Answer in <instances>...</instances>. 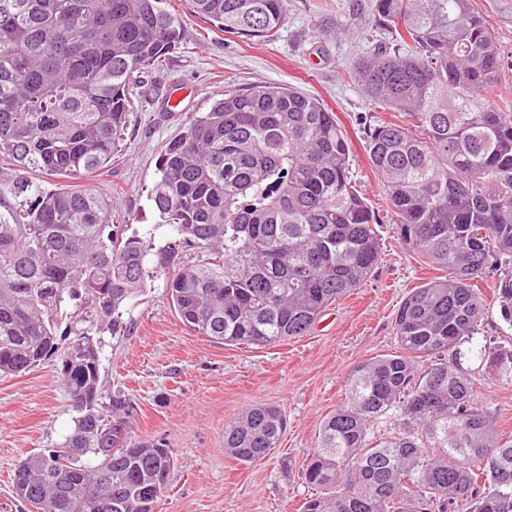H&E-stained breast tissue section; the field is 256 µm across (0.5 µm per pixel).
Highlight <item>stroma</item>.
Segmentation results:
<instances>
[{"mask_svg": "<svg viewBox=\"0 0 512 512\" xmlns=\"http://www.w3.org/2000/svg\"><path fill=\"white\" fill-rule=\"evenodd\" d=\"M473 5L502 57L493 104L512 112V0ZM372 6L373 0H288L286 25L259 40L225 35L196 17L189 0H167L183 21L184 41L161 70L144 74L124 139L90 182L112 200L120 232L156 248L173 236L152 201L160 149L180 130V113L163 107L168 91L197 88L187 109L204 112L225 89L264 82L316 96L335 112L350 138L355 178L382 222L381 258L371 277L330 305L304 336L265 347L210 341L183 325L160 279L100 333L101 377L107 392L129 399L132 438L162 440L177 457L155 512H299L309 490L298 470L322 420L343 401L351 367L396 349L393 318L402 299L442 275L395 234L366 158L365 116L401 118L372 104L348 76L357 57L392 39L376 25ZM473 382L498 423L512 430V385L480 368ZM257 403L278 405L288 425L278 448L245 465L225 454L224 429ZM75 417L53 363L0 378V512H36L15 498L14 468L25 455L62 443Z\"/></svg>", "mask_w": 512, "mask_h": 512, "instance_id": "1", "label": "stroma"}]
</instances>
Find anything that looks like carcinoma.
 Listing matches in <instances>:
<instances>
[{"mask_svg": "<svg viewBox=\"0 0 512 512\" xmlns=\"http://www.w3.org/2000/svg\"><path fill=\"white\" fill-rule=\"evenodd\" d=\"M218 31L274 35L288 0H190ZM165 0H0V377L55 360L76 425L21 459L13 491L40 512H154L176 457L129 435L130 403L103 396L98 322L161 277L182 323L214 341L303 336L379 262V216L356 189L349 139L316 97L278 84L229 88L165 144L152 193L174 237L155 250L112 228V204L75 184L105 169L133 86L184 39ZM395 38L351 77L407 121L370 117L362 136L404 244L445 270L393 321L398 350L356 363L301 478L302 512H512V433L463 358L512 384V345L480 341L495 276L512 322V113L495 109L502 59L472 0H374ZM69 180L49 188L25 173ZM193 255L183 256L184 247ZM74 308L64 337L58 318ZM85 322L89 329L79 330ZM426 361L420 372L418 360ZM397 412L393 435L371 427ZM286 420L256 404L224 430L251 463ZM93 459L83 462L82 457Z\"/></svg>", "mask_w": 512, "mask_h": 512, "instance_id": "cac0c4a2", "label": "carcinoma"}]
</instances>
